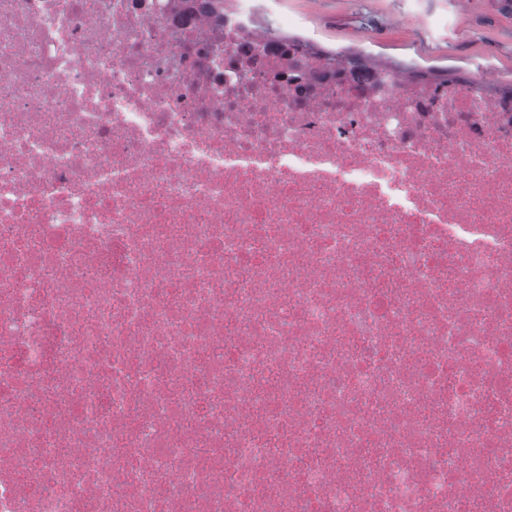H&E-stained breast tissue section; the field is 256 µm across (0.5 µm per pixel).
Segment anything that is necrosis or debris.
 Listing matches in <instances>:
<instances>
[{
    "instance_id": "4bbe7bcc",
    "label": "necrosis or debris",
    "mask_w": 512,
    "mask_h": 512,
    "mask_svg": "<svg viewBox=\"0 0 512 512\" xmlns=\"http://www.w3.org/2000/svg\"><path fill=\"white\" fill-rule=\"evenodd\" d=\"M0 512H512V92L0 0Z\"/></svg>"
}]
</instances>
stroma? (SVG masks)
I'll return each instance as SVG.
<instances>
[{
	"label": "stroma",
	"mask_w": 512,
	"mask_h": 512,
	"mask_svg": "<svg viewBox=\"0 0 512 512\" xmlns=\"http://www.w3.org/2000/svg\"><path fill=\"white\" fill-rule=\"evenodd\" d=\"M259 25L281 29L328 51L371 57L458 77L493 71L512 87V7L505 0H257Z\"/></svg>",
	"instance_id": "stroma-1"
}]
</instances>
